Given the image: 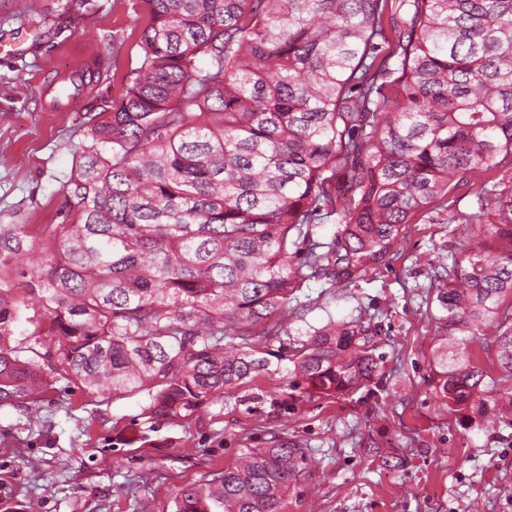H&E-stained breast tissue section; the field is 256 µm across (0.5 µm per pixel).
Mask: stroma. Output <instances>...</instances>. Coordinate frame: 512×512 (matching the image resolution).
<instances>
[{"label":"stroma","mask_w":512,"mask_h":512,"mask_svg":"<svg viewBox=\"0 0 512 512\" xmlns=\"http://www.w3.org/2000/svg\"><path fill=\"white\" fill-rule=\"evenodd\" d=\"M95 13L57 14L54 0H0V224L34 239L64 220L63 186L86 137L87 114L52 112L49 93L92 49L104 68L95 97H117L135 57L143 0H97ZM473 187L447 211L417 216L385 265L327 288L313 280L288 302L297 336L328 318L374 329L379 380L291 399L269 375L156 424L146 394L109 397L56 378L51 389L0 405V512H170L180 487L231 465L274 436L305 448L310 477L288 512H512V420L462 428L435 392L430 272L460 248L448 217L476 212Z\"/></svg>","instance_id":"35a3bbf8"}]
</instances>
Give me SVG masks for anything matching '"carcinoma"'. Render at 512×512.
<instances>
[{
    "label": "carcinoma",
    "mask_w": 512,
    "mask_h": 512,
    "mask_svg": "<svg viewBox=\"0 0 512 512\" xmlns=\"http://www.w3.org/2000/svg\"><path fill=\"white\" fill-rule=\"evenodd\" d=\"M144 2L121 95L99 99L65 182L69 222L38 244L0 224V402L55 374L145 392L150 418L171 422L271 357L301 394L373 381L381 359L358 321L275 350L252 336L288 334L280 315L305 283L386 264L416 215L512 156V0ZM475 196L464 223L496 257L462 247L429 284L435 390L463 421L512 409V196ZM333 215L339 240L300 256ZM36 245L39 263L4 273ZM478 336L484 363L458 352ZM309 477L304 449L277 436L179 488L170 512H285Z\"/></svg>",
    "instance_id": "carcinoma-1"
}]
</instances>
